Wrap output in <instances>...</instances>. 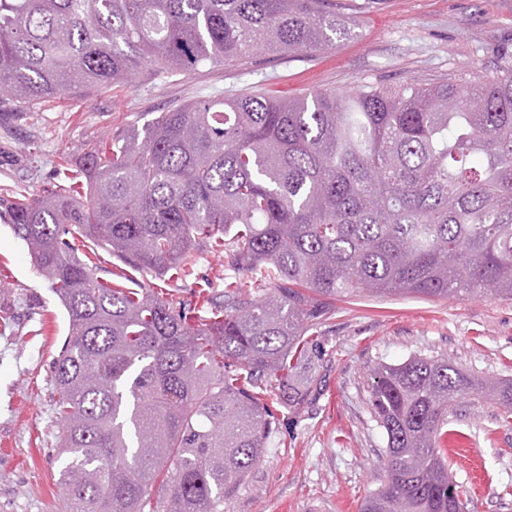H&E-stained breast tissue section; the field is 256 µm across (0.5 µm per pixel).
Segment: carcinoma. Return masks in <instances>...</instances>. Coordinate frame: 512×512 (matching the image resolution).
<instances>
[{
    "mask_svg": "<svg viewBox=\"0 0 512 512\" xmlns=\"http://www.w3.org/2000/svg\"><path fill=\"white\" fill-rule=\"evenodd\" d=\"M338 33L333 0H0V112ZM1 215L68 317L52 373L71 512H224L278 408L322 391L310 348L336 297L512 300V68L182 104L115 129L37 195L1 186ZM100 249L178 280L218 254L224 300L210 282L186 301L103 282ZM369 385L386 450L361 512H464L448 413L477 395L511 420L512 380L418 355Z\"/></svg>",
    "mask_w": 512,
    "mask_h": 512,
    "instance_id": "obj_1",
    "label": "carcinoma"
}]
</instances>
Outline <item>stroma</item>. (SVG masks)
Wrapping results in <instances>:
<instances>
[{
	"label": "stroma",
	"mask_w": 512,
	"mask_h": 512,
	"mask_svg": "<svg viewBox=\"0 0 512 512\" xmlns=\"http://www.w3.org/2000/svg\"><path fill=\"white\" fill-rule=\"evenodd\" d=\"M336 10L351 30L317 52L263 53L180 74L144 68L124 87L15 114L0 127V185L37 194L62 160L99 146L113 129L201 97L345 94L453 74L476 83L512 60V0H336ZM333 310L315 352L321 395L281 415L224 512H359L380 485L385 457L383 430L368 410L377 364L444 355L464 373L512 379V300L364 292L336 299ZM67 333L64 308L0 218V512H69L56 476L51 374ZM443 454L466 512H512V423L497 404L461 400Z\"/></svg>",
	"instance_id": "stroma-1"
}]
</instances>
